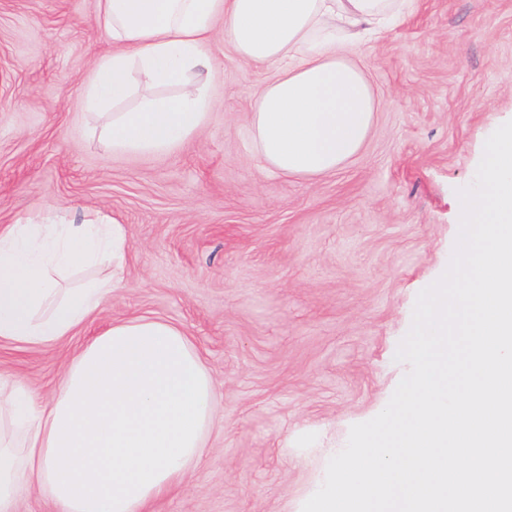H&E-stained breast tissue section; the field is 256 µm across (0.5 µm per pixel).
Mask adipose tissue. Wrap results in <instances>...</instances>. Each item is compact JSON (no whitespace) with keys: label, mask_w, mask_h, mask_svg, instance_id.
<instances>
[{"label":"adipose tissue","mask_w":512,"mask_h":512,"mask_svg":"<svg viewBox=\"0 0 512 512\" xmlns=\"http://www.w3.org/2000/svg\"><path fill=\"white\" fill-rule=\"evenodd\" d=\"M413 0H99L113 51L93 68L81 105L107 110L101 136L114 153H168L204 124L216 26L233 51L275 68L249 125L262 169L308 179L334 173L362 149L378 101L353 61L366 37L388 31ZM176 86L171 97L124 103L135 78ZM125 225L97 212L55 230L22 218L0 227V339L32 347L75 335L120 288ZM111 272L76 288L74 270ZM215 384L176 324L112 321L69 359L53 399L40 403L0 377V417L23 429L0 439V512L37 491L55 512H148L183 484L204 453Z\"/></svg>","instance_id":"adipose-tissue-1"}]
</instances>
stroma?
I'll return each mask as SVG.
<instances>
[{
  "label": "stroma",
  "instance_id": "35a3bbf8",
  "mask_svg": "<svg viewBox=\"0 0 512 512\" xmlns=\"http://www.w3.org/2000/svg\"><path fill=\"white\" fill-rule=\"evenodd\" d=\"M98 0H0V225L42 208L126 225L124 282L80 333L0 340V374L50 402L115 319L181 325L217 392L207 452L152 512H302L352 425L388 404L418 294L453 254L457 189L512 120V0H415L359 55L381 107L336 174H260L250 103L272 78L215 31L211 108L157 155H116L80 106L108 52Z\"/></svg>",
  "mask_w": 512,
  "mask_h": 512
}]
</instances>
